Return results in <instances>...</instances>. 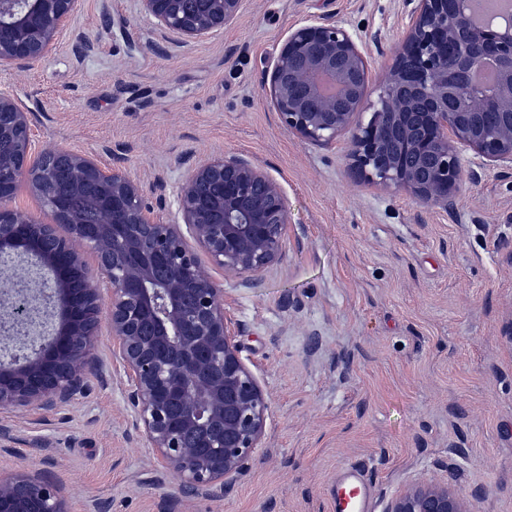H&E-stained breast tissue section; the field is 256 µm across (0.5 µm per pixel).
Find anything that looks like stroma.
<instances>
[{"instance_id": "35a3bbf8", "label": "stroma", "mask_w": 512, "mask_h": 512, "mask_svg": "<svg viewBox=\"0 0 512 512\" xmlns=\"http://www.w3.org/2000/svg\"><path fill=\"white\" fill-rule=\"evenodd\" d=\"M312 16L358 37L378 88L403 38L402 0H245L203 39L161 29L139 0H78L49 56L0 70L36 145L172 184L237 155L281 184L289 212L280 260L252 284L224 283L270 442L223 499L180 493L156 471L116 380H89L55 413L0 409L13 435L0 475L54 481L70 512H329L337 469L363 460L380 502L456 475L476 512H512V171L465 152L479 179L448 212L364 183L349 136L322 147L285 130L268 65Z\"/></svg>"}]
</instances>
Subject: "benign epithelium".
<instances>
[{
  "label": "benign epithelium",
  "mask_w": 512,
  "mask_h": 512,
  "mask_svg": "<svg viewBox=\"0 0 512 512\" xmlns=\"http://www.w3.org/2000/svg\"><path fill=\"white\" fill-rule=\"evenodd\" d=\"M74 0H0V68L50 54ZM244 0H141L142 11L186 38L224 29ZM474 0H403L409 22L390 77L371 98L358 38L317 17L293 28L272 58L270 96L281 125L329 147L350 136L353 168L369 184L445 210L465 180L470 150L512 170V18L491 35ZM496 60L494 84L472 79ZM82 151L35 146L30 113L0 91V409L52 411L106 380L98 329L106 313L112 360L126 383L134 432L160 472L213 498L245 473L268 437V398L241 356L224 309V277L257 275L283 250L288 202L259 164L219 155L167 190ZM53 216L13 206L20 190ZM172 194L175 212H158ZM0 512H69L60 488L0 476ZM384 512H471L457 486L417 482Z\"/></svg>",
  "instance_id": "1"
}]
</instances>
